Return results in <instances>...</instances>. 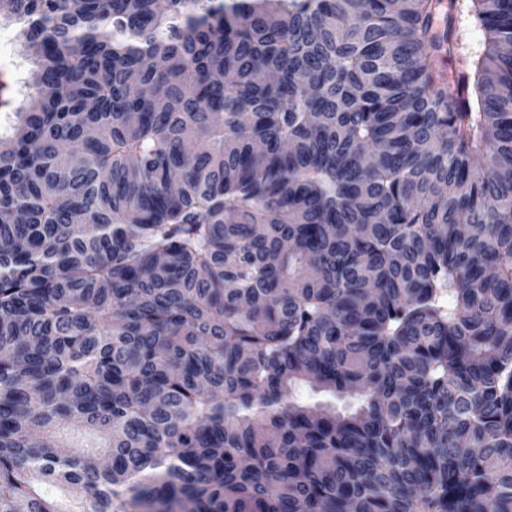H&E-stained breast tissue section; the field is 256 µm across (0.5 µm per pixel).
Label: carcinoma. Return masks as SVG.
<instances>
[{
  "label": "carcinoma",
  "instance_id": "obj_1",
  "mask_svg": "<svg viewBox=\"0 0 512 512\" xmlns=\"http://www.w3.org/2000/svg\"><path fill=\"white\" fill-rule=\"evenodd\" d=\"M440 5L0 0V512H512V0L452 81ZM0 65L6 66L21 81H25L30 69L21 55L12 24L0 25Z\"/></svg>",
  "mask_w": 512,
  "mask_h": 512
}]
</instances>
